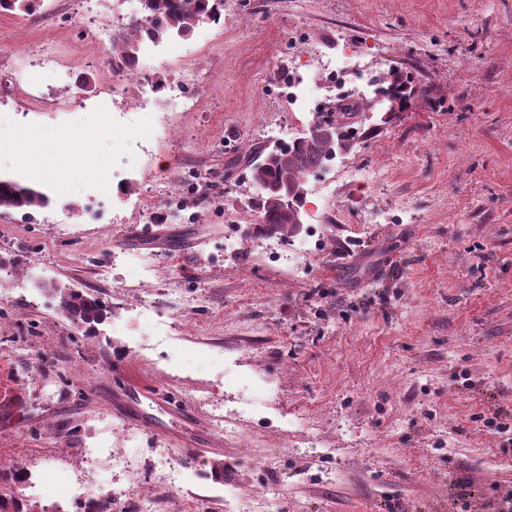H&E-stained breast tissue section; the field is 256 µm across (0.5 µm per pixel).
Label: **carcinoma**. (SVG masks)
I'll use <instances>...</instances> for the list:
<instances>
[{
	"instance_id": "1",
	"label": "carcinoma",
	"mask_w": 512,
	"mask_h": 512,
	"mask_svg": "<svg viewBox=\"0 0 512 512\" xmlns=\"http://www.w3.org/2000/svg\"><path fill=\"white\" fill-rule=\"evenodd\" d=\"M41 0H0V12L26 15L35 13ZM224 9V0H140L137 20L128 24L112 38V61L123 68H135L144 42L160 43L172 34L187 36L200 23L216 19ZM327 147L320 139L304 134L288 150L281 166L255 165L252 182L260 191L252 208L257 213L258 227L267 236L288 239L293 236L287 222L282 198L269 190L283 174L296 181L320 169L326 163ZM49 197L41 190L8 178H0V210H32L49 205ZM61 314L76 325L92 329L109 314L106 305L96 296L73 288L54 289ZM0 512H32L26 500L16 495H0Z\"/></svg>"
}]
</instances>
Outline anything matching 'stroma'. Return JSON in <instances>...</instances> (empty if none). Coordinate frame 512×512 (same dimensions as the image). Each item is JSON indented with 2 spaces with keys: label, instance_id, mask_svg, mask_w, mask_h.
I'll list each match as a JSON object with an SVG mask.
<instances>
[{
  "label": "stroma",
  "instance_id": "35a3bbf8",
  "mask_svg": "<svg viewBox=\"0 0 512 512\" xmlns=\"http://www.w3.org/2000/svg\"><path fill=\"white\" fill-rule=\"evenodd\" d=\"M138 6L0 13V176L52 199L0 211V457L45 475L32 512H75L87 488L112 512H495L512 492L495 427L512 426V0H226L121 80L94 26ZM347 46L407 99L352 85L367 108L344 158L383 179L339 183L296 273L267 260L285 240L226 216L261 151L310 122L278 80ZM49 48L65 81L37 64ZM186 70L197 111L151 105ZM36 83L68 111H33ZM28 130L67 165L34 180L8 148ZM52 283L109 318L71 325ZM130 370L177 409L129 392Z\"/></svg>",
  "mask_w": 512,
  "mask_h": 512
}]
</instances>
